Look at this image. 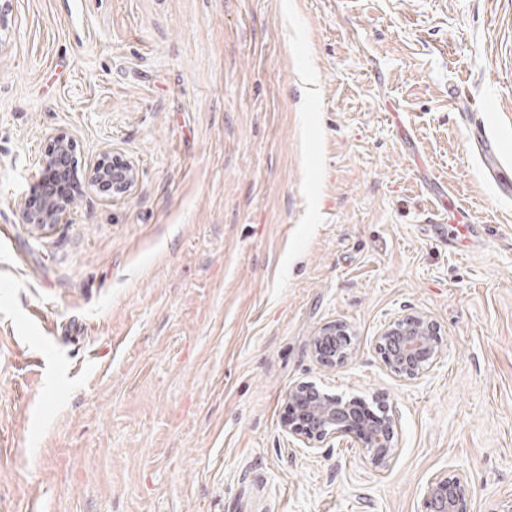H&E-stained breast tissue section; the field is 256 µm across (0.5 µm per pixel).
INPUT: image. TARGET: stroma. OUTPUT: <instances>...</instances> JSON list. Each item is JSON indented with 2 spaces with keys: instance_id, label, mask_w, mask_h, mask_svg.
Segmentation results:
<instances>
[{
  "instance_id": "1",
  "label": "stroma",
  "mask_w": 512,
  "mask_h": 512,
  "mask_svg": "<svg viewBox=\"0 0 512 512\" xmlns=\"http://www.w3.org/2000/svg\"><path fill=\"white\" fill-rule=\"evenodd\" d=\"M0 45V512H423L461 471L512 500V0H10ZM84 185L45 232L20 203L51 136ZM453 201L435 210L432 180ZM416 382L374 338L412 312ZM345 323L346 364L316 363ZM299 382L398 419L394 455L303 448ZM485 108L481 110L484 112ZM481 112H467L470 123L480 128L478 137L480 163L484 178L495 188L504 199H512V171L509 165L501 160L497 140L485 128ZM112 171L108 168V159L102 156L90 169L88 179L91 182L100 183L105 180H112V194H124L128 192L137 179V172L134 165L124 163L122 170L114 168L113 161H109ZM437 326L423 313L406 314L384 326L375 348L388 371L404 381L427 376L441 359ZM348 328L344 324H328L320 328L311 341L312 355L322 366L336 365L337 362H344L348 359ZM345 337L347 342L340 346L341 338ZM334 341H338V347H333ZM330 345L331 347H327Z\"/></svg>"
}]
</instances>
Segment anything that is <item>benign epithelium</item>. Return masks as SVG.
<instances>
[{"mask_svg":"<svg viewBox=\"0 0 512 512\" xmlns=\"http://www.w3.org/2000/svg\"><path fill=\"white\" fill-rule=\"evenodd\" d=\"M73 139L65 132L51 138L42 160L43 180L64 182L71 175V167L63 165L72 161ZM88 179L99 183L112 181V193L128 192L137 179L133 165L123 169H109L107 157H101L90 169ZM75 204V198L33 190L21 205L22 220L34 230L43 232L60 224ZM344 324H328L320 328L311 341L312 355L323 366H332L348 359L347 346L333 347V343L348 337ZM437 326L423 313L403 315L384 326L375 340V348L388 371L405 381L427 376L441 359V350L435 341ZM289 434L304 448H322L337 441L352 440L362 449L374 467L385 468L396 446V415L385 414L368 418L360 413L354 400L329 394L311 382L295 384L289 393ZM470 496L466 476L437 474L424 488V512H470Z\"/></svg>","mask_w":512,"mask_h":512,"instance_id":"obj_1","label":"benign epithelium"}]
</instances>
